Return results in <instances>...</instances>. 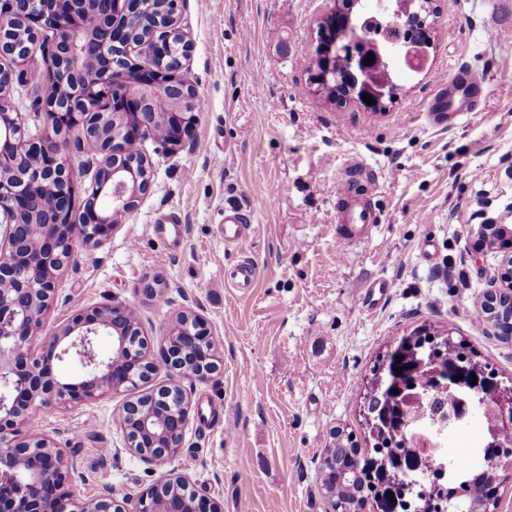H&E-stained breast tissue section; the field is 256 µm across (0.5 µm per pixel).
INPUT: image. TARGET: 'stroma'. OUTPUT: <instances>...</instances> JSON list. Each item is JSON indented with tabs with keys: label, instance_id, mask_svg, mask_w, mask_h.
Instances as JSON below:
<instances>
[{
	"label": "stroma",
	"instance_id": "obj_1",
	"mask_svg": "<svg viewBox=\"0 0 512 512\" xmlns=\"http://www.w3.org/2000/svg\"><path fill=\"white\" fill-rule=\"evenodd\" d=\"M500 2L436 0L426 68L401 77L394 103L367 112L308 80L316 22L336 0H186L184 75L206 108L180 147L140 143L154 168L149 195L109 240L79 249L53 316L127 301L153 344L190 310L207 321L221 370L183 380L190 421L181 452L162 466L127 450L121 398L42 416L38 430L77 463L78 498H134L171 471L222 512H332L317 479L321 450L339 428L366 445L359 382L401 336L427 324L465 337L512 377V338L472 317L500 260L474 258L473 232L512 226V15ZM452 67L481 92L443 129L426 104ZM353 156L377 181L381 221L340 260L336 193ZM230 206L250 215L243 253L224 244ZM173 224L176 248L161 233ZM245 258L259 270L252 286L226 284ZM157 278L161 301L145 299L142 286ZM376 279L390 290L368 309L357 291Z\"/></svg>",
	"mask_w": 512,
	"mask_h": 512
}]
</instances>
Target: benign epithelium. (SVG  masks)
Returning <instances> with one entry per match:
<instances>
[{"instance_id":"obj_1","label":"benign epithelium","mask_w":512,"mask_h":512,"mask_svg":"<svg viewBox=\"0 0 512 512\" xmlns=\"http://www.w3.org/2000/svg\"><path fill=\"white\" fill-rule=\"evenodd\" d=\"M152 0H0V512H221L219 504L190 487L185 476L166 473L141 493L128 511L110 496L81 500L71 490L76 461L55 440L32 429L44 411L91 404L140 387L156 374L161 361L173 380L156 391L127 399L120 424L128 450L149 462L180 453L190 416V401L179 383L204 382L220 370L217 344L206 321L182 312L168 325L158 354L143 337L137 309L122 301L89 307L43 333L57 305L59 279L75 261L76 248L107 241L119 220L134 211L153 185L152 164L142 170L124 162L130 146L156 137L155 123L166 125L163 145L173 149L189 137L197 111V94L185 80L184 61L192 41L182 28L185 0H158L160 15H144ZM431 0H384L376 7L390 12L397 35L357 31L345 43L352 68L342 76L325 61L336 40L327 18L317 21L316 56L322 58L310 83L322 95L345 85L353 98L366 93L383 105L396 96L366 70L368 46L395 63L421 70L428 64L433 36L422 42L411 29L428 25ZM182 53L173 54L175 45ZM145 51L141 64L131 54ZM42 55L51 62L47 77L54 92L36 109L51 118L52 132L79 133V145L94 169L90 203L73 214L79 174L58 148L44 144L42 133L23 134L11 94L23 82L22 66ZM373 105V106H375ZM373 106L364 105L367 110ZM484 224L476 252L512 247ZM492 313L500 301L512 305V287L492 288ZM99 336L112 338V355L95 350ZM75 359L83 368L75 379H62L56 364ZM481 415L472 402L448 413V422L423 438L424 451H444L448 432ZM501 448L488 454L490 445ZM512 438L490 431L479 447L482 469L497 492L502 473L512 475ZM179 485L182 497L165 490Z\"/></svg>"}]
</instances>
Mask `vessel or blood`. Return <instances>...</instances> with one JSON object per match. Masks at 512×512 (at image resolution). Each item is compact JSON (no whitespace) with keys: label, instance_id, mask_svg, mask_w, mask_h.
<instances>
[{"label":"vessel or blood","instance_id":"b4317fda","mask_svg":"<svg viewBox=\"0 0 512 512\" xmlns=\"http://www.w3.org/2000/svg\"><path fill=\"white\" fill-rule=\"evenodd\" d=\"M474 83L469 73L451 69L447 77L438 80L428 106L438 123L455 120L473 92ZM337 208L336 245L350 251L354 245L372 239L378 218L368 204L369 197L377 190V183L370 177L358 159H350L342 179ZM224 242L243 250L251 244L250 218L246 211L232 208L224 213Z\"/></svg>","mask_w":512,"mask_h":512}]
</instances>
